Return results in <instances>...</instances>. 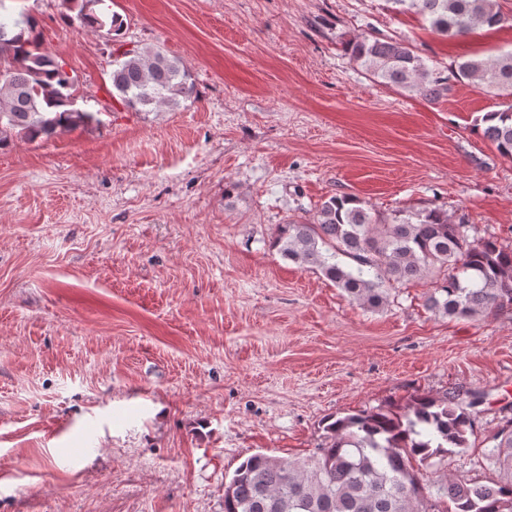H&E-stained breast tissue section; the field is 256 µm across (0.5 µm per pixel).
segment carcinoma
Returning <instances> with one entry per match:
<instances>
[{"instance_id": "carcinoma-1", "label": "carcinoma", "mask_w": 512, "mask_h": 512, "mask_svg": "<svg viewBox=\"0 0 512 512\" xmlns=\"http://www.w3.org/2000/svg\"><path fill=\"white\" fill-rule=\"evenodd\" d=\"M99 0H64L86 28L120 35L118 13L94 9ZM410 12L440 36L458 38L502 17L496 0H387ZM350 60L379 82L419 90L434 100L444 78L409 45L361 34L345 43ZM43 49L30 16L0 14V149L12 134L34 141L99 123L76 107L75 77ZM458 83L474 82L509 104L479 118L482 135L512 159V51L492 58L471 56L454 66ZM112 95L124 106L151 112L175 107L193 94L180 60L158 48L126 51L112 60ZM440 207L404 208L389 216L371 211L354 195L323 201L308 224L277 227L272 247L304 270H315L367 310L390 303L398 285L432 283L425 307L436 316L478 319L512 306V249L493 236L469 235ZM476 390L441 396L415 394L403 405L330 416L323 442L305 458L267 453L247 457L224 482V512H512V405L487 437L480 467L497 473L489 484L460 479L446 461L471 449ZM442 471L423 482L420 471Z\"/></svg>"}]
</instances>
